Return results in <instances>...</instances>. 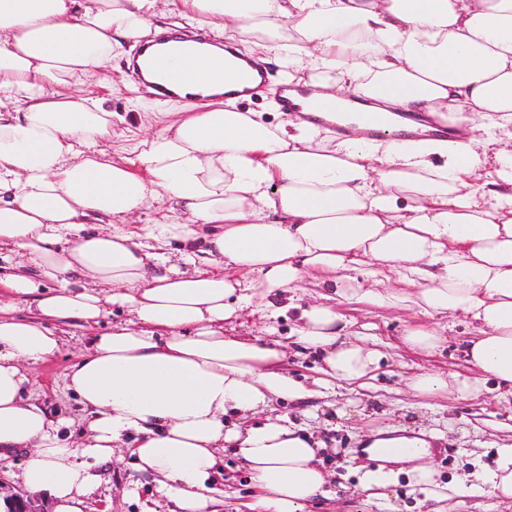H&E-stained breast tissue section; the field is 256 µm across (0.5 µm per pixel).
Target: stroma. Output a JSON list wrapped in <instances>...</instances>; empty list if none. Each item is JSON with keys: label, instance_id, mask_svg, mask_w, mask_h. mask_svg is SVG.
Instances as JSON below:
<instances>
[{"label": "stroma", "instance_id": "stroma-1", "mask_svg": "<svg viewBox=\"0 0 512 512\" xmlns=\"http://www.w3.org/2000/svg\"><path fill=\"white\" fill-rule=\"evenodd\" d=\"M264 68L268 77L265 89L256 97L240 100L238 107L243 112L262 113L268 123L275 125L286 115L271 109L269 103L278 99L286 81L275 62L265 63ZM77 91L101 100L105 109L116 114L112 139L104 145L113 156L134 158L136 144L160 132L172 120L166 105L137 81L124 58L119 59L117 68L104 69ZM340 310L347 319L373 325L386 358L377 372L374 389L352 392L340 387L335 394L305 405L281 402L274 406L276 413L307 427L325 446L322 460L329 475V492L310 504V512H429V504L421 502L419 493L403 475L392 486L390 501L365 502L358 489V466L366 461L360 451L365 434L392 427L441 433L444 440L430 461L437 481L448 482L469 471L474 460L492 462L498 445L512 440V397L492 391L463 401L426 397L410 389V376L420 371L470 373L466 349L471 334L463 320L452 321L441 351L425 354L403 343L407 324L418 321V314L355 303L342 304ZM297 325L296 311L270 320L248 308L237 319L225 322L224 333L279 340L288 371L311 378L322 364L321 355L297 342ZM88 342L84 330L70 328L59 352L33 367L25 393L26 400L50 415L70 419V426L62 428L61 434L74 445L80 443L85 424L75 397L63 387V375ZM99 473L101 481L86 497L85 512H169V504L155 491L153 477L135 469L126 449H116ZM216 487L215 512H263L256 505L258 491L250 473L232 449L224 451V477Z\"/></svg>", "mask_w": 512, "mask_h": 512}]
</instances>
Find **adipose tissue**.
I'll return each mask as SVG.
<instances>
[{
    "instance_id": "ef3b65f1",
    "label": "adipose tissue",
    "mask_w": 512,
    "mask_h": 512,
    "mask_svg": "<svg viewBox=\"0 0 512 512\" xmlns=\"http://www.w3.org/2000/svg\"><path fill=\"white\" fill-rule=\"evenodd\" d=\"M173 11L244 56L274 57L309 102L355 94L364 111L426 114L453 136L392 127L369 139L353 113L348 137L301 113L269 124L224 96V54L203 44L178 83L181 112L139 142L132 169L98 148L111 112L69 88ZM3 98L20 108L0 113V252L35 271L0 287L35 299L38 317L0 304V461L30 449L23 482L56 512H83L96 466L121 444L179 512H208L224 448L272 512H305L328 484L321 446L272 405L375 379L384 354L344 302L432 317L403 337L429 354L444 319L469 320L474 376L422 371L413 391L470 399L491 381L512 393V0H0ZM153 202L155 222L133 224ZM174 242L193 269L158 274ZM308 288L297 338L324 362L310 385L276 344L224 333L244 308L274 319ZM116 308L130 321L94 336L64 374L89 416L72 448L65 419L24 403L29 368L59 351L56 325L90 327ZM387 448L392 468L360 477L367 498H385L403 463L425 499L483 486L512 500V442L446 484L424 462V434L369 443L378 459Z\"/></svg>"
}]
</instances>
